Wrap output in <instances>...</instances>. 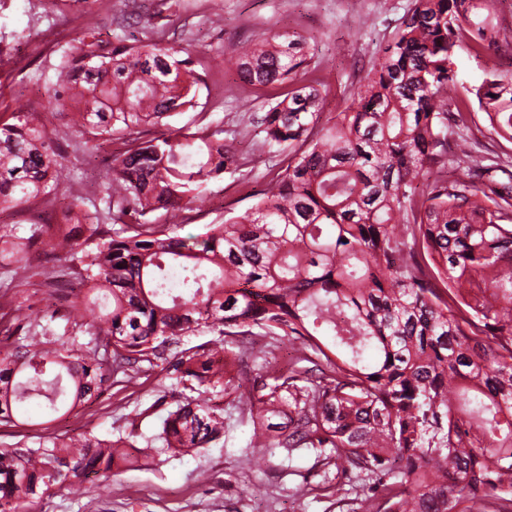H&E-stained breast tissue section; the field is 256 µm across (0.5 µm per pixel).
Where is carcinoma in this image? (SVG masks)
I'll use <instances>...</instances> for the list:
<instances>
[{
  "label": "carcinoma",
  "mask_w": 512,
  "mask_h": 512,
  "mask_svg": "<svg viewBox=\"0 0 512 512\" xmlns=\"http://www.w3.org/2000/svg\"><path fill=\"white\" fill-rule=\"evenodd\" d=\"M488 0H413L345 108L322 118L309 38L263 33L234 50L257 90L269 149L288 164L241 215L179 235L202 189L243 166L224 126L163 119L200 106L205 67L162 39L65 48L48 107L73 104L74 150L119 144L103 207L68 189L66 224L0 231V424L31 407L70 413L118 379L160 367L175 408L150 436L120 428L0 443V512H29L55 489H105L121 464L158 469L224 446L218 394H235L246 447L312 452L352 512H508L512 507V170L477 153L452 102L476 103L512 141V72L457 78L461 44L509 42ZM63 179L41 112H0V206L51 201ZM67 255L81 288L32 317L28 264ZM23 264L26 275L18 274ZM182 286L162 285L170 270ZM204 333L216 341L191 345ZM289 342L295 361L268 355ZM261 373L242 389V355Z\"/></svg>",
  "instance_id": "1"
}]
</instances>
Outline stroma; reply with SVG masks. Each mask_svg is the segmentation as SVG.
I'll return each mask as SVG.
<instances>
[{"label":"stroma","instance_id":"obj_1","mask_svg":"<svg viewBox=\"0 0 512 512\" xmlns=\"http://www.w3.org/2000/svg\"><path fill=\"white\" fill-rule=\"evenodd\" d=\"M412 0H103L98 11H83L75 0H56L40 16H32L29 0H0V111L45 112L60 45L80 42L112 46L117 38H143L151 27L164 30L174 46L192 45L207 63L205 110L223 122L247 165L208 185L195 204L183 236L219 223L225 214H239L260 197L284 154L270 152L257 128L260 111L252 87L239 81L229 62V44L270 30L314 37L317 75L329 86L326 113L341 111L344 94L362 84L388 34ZM460 80L480 82L486 71L512 69V45L483 54L461 49L456 61ZM70 106L47 114V132L60 154L64 175L92 203H99L102 181L113 149L73 151L77 132ZM466 133L481 153L512 161V142L500 138L477 106H470ZM164 371L154 370L136 388L112 385L89 407H79L38 426L41 434L76 433L92 428L106 436L115 428L137 425L152 434L156 416L146 410L158 398ZM249 425L236 426L227 444L172 461L160 469L120 467L106 492L88 488L81 495L55 490L34 506V512H327L322 471L313 454L292 459L278 455L256 464L246 455Z\"/></svg>","mask_w":512,"mask_h":512}]
</instances>
